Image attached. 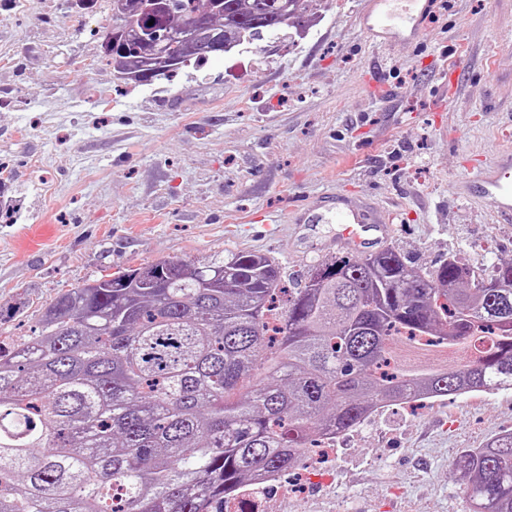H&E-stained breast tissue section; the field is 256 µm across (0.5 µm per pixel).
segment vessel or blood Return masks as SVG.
<instances>
[{"mask_svg":"<svg viewBox=\"0 0 512 512\" xmlns=\"http://www.w3.org/2000/svg\"><path fill=\"white\" fill-rule=\"evenodd\" d=\"M357 17L361 35L372 44L386 47L416 42L430 32L439 16V0H363ZM455 194L490 206L506 224L512 223V149L485 157L475 176L456 182ZM392 209L382 206L363 191L339 190L314 206L303 207L299 224L339 223L337 248L370 252L384 244L393 231Z\"/></svg>","mask_w":512,"mask_h":512,"instance_id":"vessel-or-blood-1","label":"vessel or blood"}]
</instances>
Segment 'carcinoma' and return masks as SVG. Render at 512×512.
I'll return each instance as SVG.
<instances>
[{"instance_id":"obj_1","label":"carcinoma","mask_w":512,"mask_h":512,"mask_svg":"<svg viewBox=\"0 0 512 512\" xmlns=\"http://www.w3.org/2000/svg\"><path fill=\"white\" fill-rule=\"evenodd\" d=\"M319 0H176L210 35L182 65L279 32ZM131 73L152 64L118 47ZM340 277L321 282L315 271ZM272 257L222 251L120 268L0 336V512H224L378 406L512 389V260L485 277L386 247L325 255L285 287ZM455 466L472 512H512V430Z\"/></svg>"}]
</instances>
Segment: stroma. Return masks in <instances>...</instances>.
Here are the masks:
<instances>
[{
  "label": "stroma",
  "instance_id": "35a3bbf8",
  "mask_svg": "<svg viewBox=\"0 0 512 512\" xmlns=\"http://www.w3.org/2000/svg\"><path fill=\"white\" fill-rule=\"evenodd\" d=\"M362 0H320L298 39L215 55L147 84L117 80L105 0H0V324L30 334L58 294L115 269L224 250L298 276L292 208L364 190L398 216L390 245L425 268L491 271L512 223L455 196L477 155L512 147V0H441L430 35L384 50ZM512 427V389L379 408L344 438L314 512H471L451 463Z\"/></svg>",
  "mask_w": 512,
  "mask_h": 512
}]
</instances>
